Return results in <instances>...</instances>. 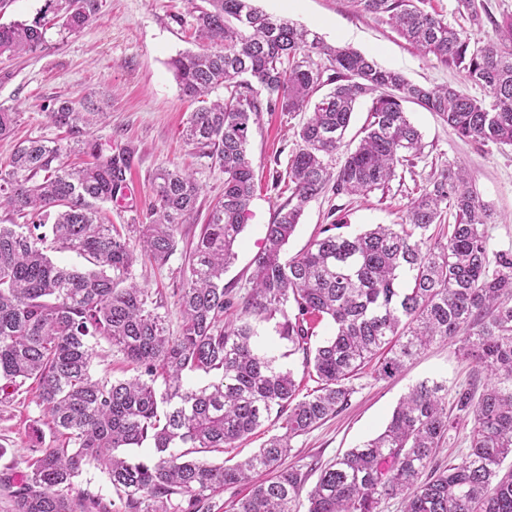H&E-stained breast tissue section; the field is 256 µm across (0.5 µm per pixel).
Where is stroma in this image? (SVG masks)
<instances>
[{"label": "stroma", "mask_w": 512, "mask_h": 512, "mask_svg": "<svg viewBox=\"0 0 512 512\" xmlns=\"http://www.w3.org/2000/svg\"><path fill=\"white\" fill-rule=\"evenodd\" d=\"M95 17L80 32L52 26L46 45L37 53L0 56V106L17 113L15 134L0 140V164H7L16 142L38 138L67 144L68 135L56 128L47 113L55 99L85 96L108 112L107 121L92 135L105 151L135 150L130 192L122 203L100 207L104 223H127L134 211L149 202L152 179L162 167L189 169L202 187L200 202L209 206L224 192V174L199 157L182 138V130L196 108L184 98L169 66L177 55L194 51L198 43L185 18V0H97ZM266 14L288 19L310 30L324 43L348 45L372 56L381 66L403 72L424 85L452 84L479 95L458 69L436 57L420 54L385 23L356 12L350 0H254ZM405 110L421 131L424 155L405 169L385 191L360 198L333 189L312 200L285 248V257L300 253L331 223L330 210L345 216L348 231L372 224H395L411 197L417 195L448 162L462 164L470 182L496 214L488 225L490 247L512 251V146H478L462 139L437 114L409 103ZM301 116L262 113L252 128L248 156L255 171V194L237 258L224 274L232 296L244 295L254 257L264 246V227L288 199L277 187L289 154L296 147L295 131ZM204 222L195 216L181 225L176 253L161 267L137 269L138 281L162 301L167 328L179 335L181 313L175 296ZM375 363L366 364L352 381L355 391L346 409L327 418L309 433L292 440L288 464L318 461L326 465L381 431L399 399L424 379L443 382L448 389L471 383L472 367L455 345L437 342L399 375L375 377ZM36 388L28 386L10 402L0 403V478L21 474L35 444L51 445L55 437L35 403Z\"/></svg>", "instance_id": "35a3bbf8"}]
</instances>
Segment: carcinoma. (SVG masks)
<instances>
[{
	"mask_svg": "<svg viewBox=\"0 0 512 512\" xmlns=\"http://www.w3.org/2000/svg\"><path fill=\"white\" fill-rule=\"evenodd\" d=\"M190 12L202 47L170 67L182 94L201 103L184 129L185 142L224 173V194L208 213L176 289L181 332H167L162 305L135 273L139 260L167 264L177 233L196 212L201 187L178 168L155 174L147 206L130 223L99 222L96 203L126 198L133 150L106 153L84 130L106 112L88 98L58 99L47 112L92 158L76 169L67 148L41 139L20 143L0 165V205L24 219L0 224V400L38 384L36 404L62 438L34 448L12 491V512H109L99 499L74 491L89 468L105 473L118 494L115 512H214L224 490L251 485L230 512H383L397 499L400 512H512V252L490 248L493 212L468 177L450 162L411 198L399 224H374L354 234L332 220L306 249L282 253L306 205L331 178L336 193L367 195L385 188L398 169L423 155L418 129L403 103L439 115L460 137L481 146H512V17L499 22L475 0H456L470 27L485 22L495 35L472 38L426 0H351L356 11L391 26L426 55L459 69L482 89L480 97L453 85L411 82L349 46H330L304 29L257 10L252 0H206ZM63 27L81 31L94 0H50ZM46 45V23L0 24V56L34 53ZM325 56L327 63L312 55ZM329 85L330 91L312 97ZM224 90V97L209 96ZM373 96L358 145L336 154L357 102ZM306 113L297 147L288 156L287 203L265 225L264 248L253 261L249 289L232 319L224 272L233 263L255 191L247 154L251 123L262 110ZM449 213L444 241L430 227ZM53 248L83 257L70 268L47 254ZM274 323L288 355L318 387L300 394L293 371L278 363L261 336ZM326 324L330 333L318 338ZM106 342L134 365L124 380L91 374L95 345ZM451 342L487 382L448 390L436 380L413 386L384 430L320 469L284 466L294 438L348 405L350 379L379 353V378H390L434 342ZM220 378L188 384L190 373ZM281 420L252 455L214 463L248 439L271 414ZM471 422L465 459L435 462L461 417ZM153 452L119 455L120 448Z\"/></svg>",
	"mask_w": 512,
	"mask_h": 512,
	"instance_id": "cac0c4a2",
	"label": "carcinoma"
}]
</instances>
